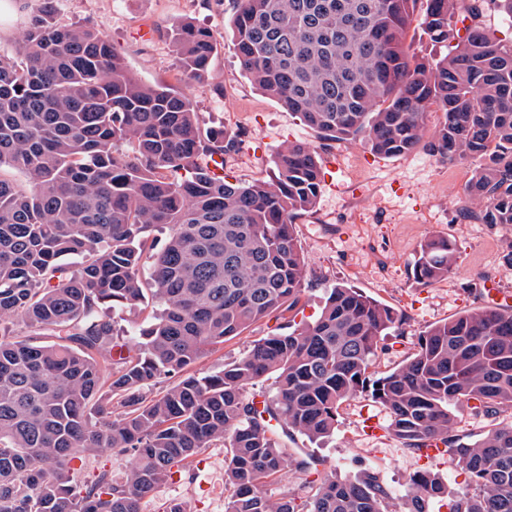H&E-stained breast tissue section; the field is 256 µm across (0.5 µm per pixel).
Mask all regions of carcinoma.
Returning <instances> with one entry per match:
<instances>
[{"label": "carcinoma", "instance_id": "carcinoma-1", "mask_svg": "<svg viewBox=\"0 0 512 512\" xmlns=\"http://www.w3.org/2000/svg\"><path fill=\"white\" fill-rule=\"evenodd\" d=\"M460 2L237 0L231 42L250 81L323 140L406 155L428 111L442 112L428 151L450 164L479 159L464 188L478 209L464 215L511 227L512 48ZM26 7L18 47L0 53V512H142L175 466L218 443L228 448L225 512H392L375 467L324 477L302 508L264 491L288 467L317 469L314 455H289L286 439H330L337 410L360 392L388 411L408 448L452 449L472 491L450 512H512V422L471 444L451 435L462 399L487 416L512 409V307L428 326L404 361L373 378L380 338L399 315L338 283L314 322L254 343L219 371L187 372L271 313L299 309L307 271L295 219L316 205L321 154L286 145L271 183L216 177L209 162L237 151L241 133L202 130L191 95L141 82L99 26L58 21L54 0ZM418 8L424 35L447 52L409 54ZM173 39L183 85L208 86L214 33L184 22ZM160 224L169 235L145 269ZM458 261L447 240L428 238L413 277L431 286ZM147 306L139 340L120 339L110 312ZM7 319L28 335L6 332ZM269 378L271 397L245 394ZM104 449L133 465L75 485L71 464ZM410 485L402 512H430L448 494L432 470Z\"/></svg>", "mask_w": 512, "mask_h": 512}]
</instances>
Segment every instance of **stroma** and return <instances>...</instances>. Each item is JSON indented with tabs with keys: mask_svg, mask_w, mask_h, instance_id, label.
Returning <instances> with one entry per match:
<instances>
[{
	"mask_svg": "<svg viewBox=\"0 0 512 512\" xmlns=\"http://www.w3.org/2000/svg\"><path fill=\"white\" fill-rule=\"evenodd\" d=\"M236 9L237 0H56L60 22L103 25L128 69L148 85L180 83L171 37L176 25L190 21L214 32L219 45L212 61L213 83L195 91L194 103L202 129L221 126L246 134L239 151L224 159L230 180H271L277 152L293 141L317 146L324 158L326 175L317 203L295 221L309 274L300 310L276 312L252 325L199 360L195 372L218 371L255 341L285 332L289 324L314 320L326 288L337 283L359 288L404 317L399 333L383 341L385 351L373 366L377 372L396 367L413 352L426 326L486 305L487 287L512 290V267L504 259L512 251V228L483 224L462 213L473 162L450 165L423 147L384 158L357 141L321 140L241 71L231 44ZM428 237L448 239L459 252L461 265L448 279L425 287L413 279L411 265ZM453 415L452 432L464 444L512 421V410L485 417L463 400L454 405ZM368 417L377 418L384 433L367 435L363 422ZM388 424L381 405L367 394H357L339 408L333 438L313 445L299 436L288 444L289 453L320 458V474L284 470L268 482V494L279 498L290 493L304 501L317 493L322 475L346 477L369 466L383 471L399 500L410 491V475L427 466L447 482L449 493L462 490L465 476L452 454L427 461L387 433ZM226 454L218 444L190 459L143 501L142 512H165L173 501L184 503L188 512H224L230 494L224 478Z\"/></svg>",
	"mask_w": 512,
	"mask_h": 512,
	"instance_id": "35a3bbf8",
	"label": "stroma"
}]
</instances>
